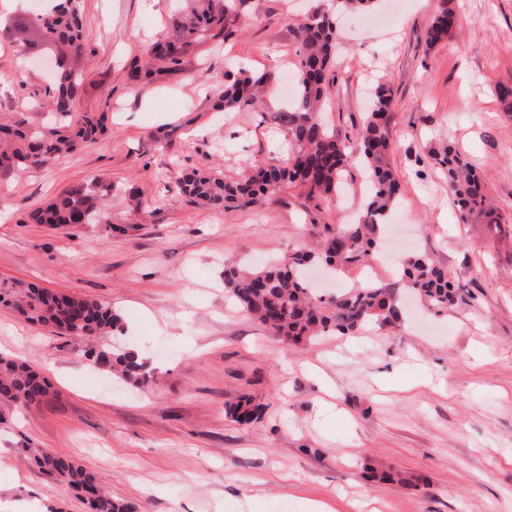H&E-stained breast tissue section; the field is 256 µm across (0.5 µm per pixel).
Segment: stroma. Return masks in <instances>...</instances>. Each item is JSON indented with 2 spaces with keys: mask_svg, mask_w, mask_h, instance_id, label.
I'll use <instances>...</instances> for the list:
<instances>
[{
  "mask_svg": "<svg viewBox=\"0 0 512 512\" xmlns=\"http://www.w3.org/2000/svg\"><path fill=\"white\" fill-rule=\"evenodd\" d=\"M326 2L243 0L223 36L186 47L182 72L135 86L129 64L170 30L181 0H81L89 51L71 63L108 131L49 169L0 171V280L112 305L150 380L127 385L86 358L84 340L0 307V355L51 384L0 428V501L12 512H84L30 464L31 448L69 456L139 512H512V112L496 92L512 86V0H379L394 15L386 27L334 16L342 69L324 118L361 123L371 86H392L393 213L416 233L402 252L435 255L465 303H415L393 326L285 345L227 297L224 271L287 260L308 245L307 224L349 223L359 195L318 206L290 185L248 210L176 199L185 167L235 181L256 163L287 165L279 115L297 80L294 24ZM444 7L460 29L426 48ZM241 68L276 79L252 107L212 111L211 87ZM50 77L0 29V122L21 111L45 123L31 93ZM163 124L174 133L162 147ZM445 144L482 174L498 224L460 221L429 156ZM92 179L117 187L110 223H26ZM244 395L262 407L249 424L228 413Z\"/></svg>",
  "mask_w": 512,
  "mask_h": 512,
  "instance_id": "35a3bbf8",
  "label": "stroma"
}]
</instances>
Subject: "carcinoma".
Returning a JSON list of instances; mask_svg holds the SVG:
<instances>
[{
  "label": "carcinoma",
  "mask_w": 512,
  "mask_h": 512,
  "mask_svg": "<svg viewBox=\"0 0 512 512\" xmlns=\"http://www.w3.org/2000/svg\"><path fill=\"white\" fill-rule=\"evenodd\" d=\"M189 6L172 20L171 32L149 45L142 53L144 63L133 61L128 79L138 85L159 76L182 70V54L194 40L224 34V17L242 0H188ZM460 27L455 14L444 8L426 31L425 45L451 38ZM10 33L22 41L23 51L35 55L50 44H59L75 55L87 52L80 0H55L45 11L8 25ZM299 50L297 93L292 108L281 113L292 146L288 167L256 163L251 173L236 181L199 171L181 169L176 173V197L184 204L204 208L230 205L248 209L269 201L281 189L298 182L308 198L319 203L336 201L351 169L361 168L365 184L362 218L355 224H309L308 236L316 249L298 250L283 263L262 269L224 270V290L252 318L265 325L288 344H298L319 336L345 334L375 323L393 326L404 316L401 289L414 291L431 310L438 312L464 300L462 288L448 269L425 254L409 258L401 265L400 277L376 280L368 286L347 288L330 298L315 294L305 272L314 260L354 271L375 259V247L383 234L379 218L388 214L399 196V180L389 163L393 151L390 131L394 124V94L385 83L370 94L368 112L362 124L350 131L329 128L322 110L330 86L336 81L337 34L335 24L325 14L314 13L296 27ZM275 79L271 71L254 74L240 70L212 90L217 110L246 109L254 104L263 85ZM84 77L61 66L53 82L44 90L55 121L33 124L25 117L0 124V169L23 173L48 166L60 157L97 143L107 131L106 113L83 107ZM434 164L448 177V199L460 220L480 218L498 223L486 184L465 157L452 145L433 154ZM114 185L92 180L61 191L46 204L26 215L29 224H109L104 200ZM0 305L9 307L27 321L50 327L63 336L93 342L88 357L105 362L109 371L124 380L143 385L148 381L146 365L139 354L120 345L96 343L102 336L122 332L120 317L106 302L64 292L50 291L34 284H0ZM49 393L44 376L28 363L0 357V424L5 413L32 405ZM240 424H249L261 408L248 398L230 408ZM34 465L55 483L74 489L86 512H138L128 501L115 499L96 476L71 458L42 448L31 451Z\"/></svg>",
  "instance_id": "cac0c4a2"
}]
</instances>
